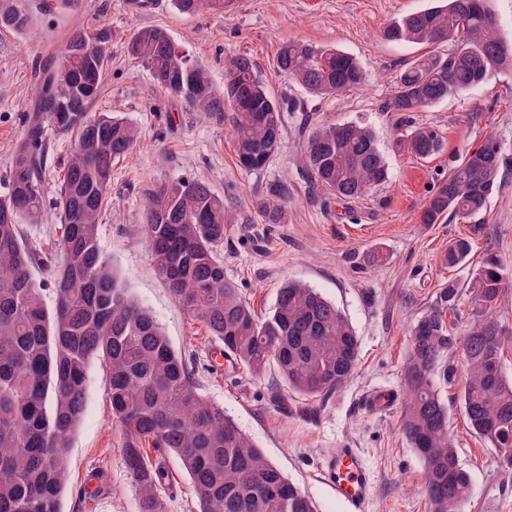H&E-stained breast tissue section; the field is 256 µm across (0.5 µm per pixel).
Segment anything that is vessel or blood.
I'll use <instances>...</instances> for the list:
<instances>
[{"mask_svg": "<svg viewBox=\"0 0 512 512\" xmlns=\"http://www.w3.org/2000/svg\"><path fill=\"white\" fill-rule=\"evenodd\" d=\"M321 480L349 512H364L370 486L362 454L355 448H340L328 456L319 472Z\"/></svg>", "mask_w": 512, "mask_h": 512, "instance_id": "obj_1", "label": "vessel or blood"}]
</instances>
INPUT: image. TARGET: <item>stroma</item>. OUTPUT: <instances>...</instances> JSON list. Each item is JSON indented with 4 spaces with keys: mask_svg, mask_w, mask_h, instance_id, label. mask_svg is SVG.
<instances>
[{
    "mask_svg": "<svg viewBox=\"0 0 512 512\" xmlns=\"http://www.w3.org/2000/svg\"><path fill=\"white\" fill-rule=\"evenodd\" d=\"M426 5L427 0H239L221 14L187 16L173 0H161L157 10L133 17L125 0H72L67 10L37 15L24 32L0 28V197L7 192L40 76L57 64L72 29L108 28V73L90 111L128 120L140 141L112 167L100 248L130 295L152 310L173 349L192 367L200 393L223 406L312 499L316 512H348L318 477L320 463L345 447L360 449L368 468L365 512H428L423 465L402 434L400 405L375 413L365 399L379 390L399 394L410 328L436 306L444 283L467 282L489 251L512 269V170L483 215L439 224L418 221L434 184L466 148L478 147L492 134L512 152V74L413 113L415 123L442 132L439 154L419 160L396 152L398 117L388 103L400 71L425 48L388 41L384 31ZM139 28L165 31L192 63L208 71L216 90H223L231 61L244 56L273 97L306 98L314 125L366 124L389 166L388 181L346 202L312 189L300 163L303 137L293 123L265 168H242L229 115L209 116L169 95L131 56L128 44ZM289 40L353 55L366 73L365 86L331 96L306 94L276 66L277 53ZM48 138L44 211L37 220L21 222L27 244L44 259L34 270L44 285L49 282L45 265L57 256L62 220L56 197L71 145L69 136L54 131ZM194 177L223 195L238 216L237 223L227 225L218 255L225 276L255 311H270L278 288L293 280L316 289L351 322L359 342L356 370L316 413L288 394L276 370L260 377L232 372L217 353L218 340L175 302L158 274L142 234L148 193L160 183ZM278 181L290 192L286 216L283 223L266 224L257 201ZM462 237L472 243L468 263L445 267L442 255ZM461 387L457 378L441 385L440 393L459 462L471 478L466 512H512V470L501 469L494 449L467 424ZM275 390L287 393V405L272 401ZM123 442L110 410L109 366L97 358L88 369L86 408L70 444L63 512H137ZM84 488L96 490V497L79 498Z\"/></svg>",
    "mask_w": 512,
    "mask_h": 512,
    "instance_id": "35a3bbf8",
    "label": "stroma"
}]
</instances>
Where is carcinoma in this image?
Returning <instances> with one entry per match:
<instances>
[{
  "instance_id": "1",
  "label": "carcinoma",
  "mask_w": 512,
  "mask_h": 512,
  "mask_svg": "<svg viewBox=\"0 0 512 512\" xmlns=\"http://www.w3.org/2000/svg\"><path fill=\"white\" fill-rule=\"evenodd\" d=\"M432 6L394 21V42H453L449 54L433 51L407 64L396 80L389 111L410 129L397 152L419 159L439 153L444 140L430 125H412L408 113L463 94L504 72L512 73V43L499 36L488 0H431ZM229 0H175L178 11L224 13ZM33 11L20 0H0V27L28 28ZM110 30L76 29L57 67L43 73L34 112L16 149L10 189L0 198V512H62L68 452L86 404L91 362L110 369L112 419L125 436L123 463L137 491L138 512H166L169 474L159 459L175 455L185 469L200 512H316L314 502L286 477L224 412L203 397L185 360L171 347L152 311L132 299L103 255L98 233L112 184V163L139 142L135 125L89 105L108 70ZM131 55L146 63L154 81L201 112L232 113L239 163L261 170L278 149L288 119L308 110L304 100L266 92L254 64L231 62L224 92L207 72L157 28L138 30ZM277 68L307 92L335 95L363 88L357 59L336 48L290 40ZM70 135L72 149L58 186L63 218L59 259L51 268L54 300L44 302L33 276L37 257L19 221L41 216L46 132ZM300 161L312 184L342 200L364 196L387 181L388 166L368 127L358 122L322 124L303 141ZM512 170L493 135L465 150L426 198L419 222L469 219L486 211ZM288 185L273 184L258 203L265 224L283 223ZM231 208L198 178L155 187L144 211V234L157 272L173 299L224 344L232 369L253 375L274 368L288 390L314 404L352 377L358 338L344 314L316 290L297 281L279 288L273 309L260 315L224 276L217 253ZM471 244L454 241L448 267L467 262ZM509 283L501 258L488 252L466 283L473 319L459 333L446 310L461 285L450 280L436 307L410 331L401 381V428L423 464L429 512H465L471 480L448 432V408L438 384L456 374L451 356L462 355V413L471 429L512 469V380L500 359L512 332L496 317ZM154 448L156 459L144 453Z\"/></svg>"
}]
</instances>
